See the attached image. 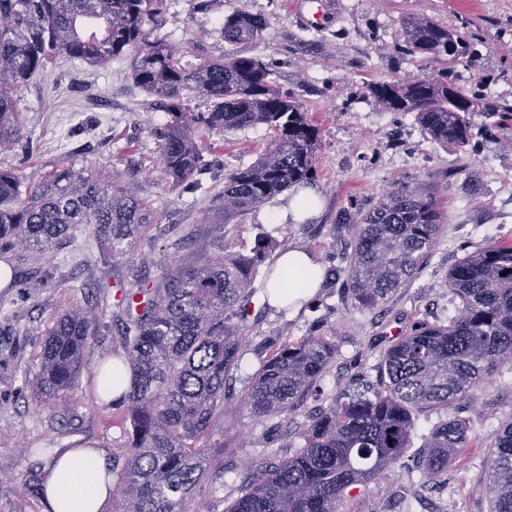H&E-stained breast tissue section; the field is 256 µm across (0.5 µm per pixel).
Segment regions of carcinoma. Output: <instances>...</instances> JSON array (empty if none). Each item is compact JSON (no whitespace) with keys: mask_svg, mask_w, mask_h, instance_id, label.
Masks as SVG:
<instances>
[{"mask_svg":"<svg viewBox=\"0 0 512 512\" xmlns=\"http://www.w3.org/2000/svg\"><path fill=\"white\" fill-rule=\"evenodd\" d=\"M158 0H0V149L23 139L17 108L29 78L51 58L92 66L134 53L133 77L163 100L173 120L157 131L164 171L176 184L201 166L200 128L226 133L258 125L273 134L257 162L224 177L215 202L224 217L247 212L313 178L318 128L297 98L273 86L275 64L257 57L222 56L192 65L187 52L146 28ZM267 20L234 9L224 15V41L262 36ZM400 54L445 64L423 79L372 81L368 93L391 112H413L442 144L468 149L480 135L512 126V102L464 89L452 69L479 50L460 29L407 16ZM206 102L194 111V98ZM479 115L483 121L473 122ZM151 223L144 201L107 175L63 163L43 181L24 184L0 168V254L22 248L49 252L71 225L89 224L112 247V257L135 260L131 243ZM351 255L340 270L357 309H374L419 273L448 224V210L431 194L401 187L367 211H344ZM253 257L177 259L156 285H141L146 304L125 312L128 390L122 408L131 437L122 464H112V512H184L206 478L224 474L213 449L226 445L211 422L224 410L226 380L238 361L248 301L267 288L273 268L259 274ZM507 275H502V272ZM454 314L448 324H419L379 357L376 381L348 389L303 433L301 450L287 458L242 461L246 491L228 512H340L344 497L398 464L410 447L416 414L447 409L473 396L482 379L512 370V241H492L464 257L445 281ZM95 342L94 318L65 313L46 333L33 390L44 397L68 391ZM334 355L322 336L286 341L261 365L238 407L262 420L292 412L318 383ZM468 420L454 416L422 445L421 478L436 483L448 459L467 447ZM482 492L491 512H512V422L490 444Z\"/></svg>","mask_w":512,"mask_h":512,"instance_id":"cac0c4a2","label":"carcinoma"}]
</instances>
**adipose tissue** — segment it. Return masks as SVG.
Masks as SVG:
<instances>
[{
	"mask_svg": "<svg viewBox=\"0 0 512 512\" xmlns=\"http://www.w3.org/2000/svg\"><path fill=\"white\" fill-rule=\"evenodd\" d=\"M273 268L275 275L262 300L275 309L297 306L317 290L324 276L320 263L298 248L280 254ZM43 490L46 512H100L112 497V464L98 450H63Z\"/></svg>",
	"mask_w": 512,
	"mask_h": 512,
	"instance_id": "1",
	"label": "adipose tissue"
}]
</instances>
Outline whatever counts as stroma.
Masks as SVG:
<instances>
[{
	"label": "stroma",
	"instance_id": "1",
	"mask_svg": "<svg viewBox=\"0 0 512 512\" xmlns=\"http://www.w3.org/2000/svg\"><path fill=\"white\" fill-rule=\"evenodd\" d=\"M331 2L326 24L316 30L304 25L292 0H163L150 25L154 37L170 44H195L199 58L277 60L275 88L297 95L319 129L309 186L319 194L321 209L303 224L269 221L268 212L279 203L275 197L227 221L212 206L225 176L269 147L272 135L263 126L199 131L205 162L192 187L168 182L156 131L169 116L159 98L134 81L131 57L103 67L52 59L23 87L18 109L26 139L0 151V167L33 184L64 162L117 172L151 206L153 221L135 239L132 265L114 259L85 224L73 225L49 254L7 255L13 278L0 287V512H44L41 486L53 463L46 449L95 448L111 459L123 456L131 427L111 405L94 399L91 377L104 355L123 350L118 286L137 278L159 281L174 256H248L262 244L271 260L287 244L308 250L329 270L346 264L351 235L339 218L349 204L367 210L387 192L409 186L428 189L448 206V229L417 277L377 309L353 308L339 284L319 289L317 300L296 312L252 302L231 393H244L261 360L286 340L315 334L336 347L320 380V400L259 421L230 402L215 416V431L244 444L248 457L263 459L296 454L304 444V423L332 405L353 379L376 377L379 356L395 333H407L417 322L447 323L444 281L467 253L512 240V138L496 132L464 153L434 141L413 113L387 111L364 92L372 80L434 73L432 63L396 53L402 20L414 15L467 26L482 46L478 68L488 78L487 92L512 100V0ZM236 7L267 18L259 39L224 41L221 23ZM476 181L482 193H472ZM86 307L96 311L95 344L70 389L41 404L32 382L44 336L63 313ZM461 413L469 420L468 446L439 482L419 485L408 457L402 467L350 492L341 512H490L481 485L493 436L512 420V372L484 380ZM243 487L236 460L225 457L223 486L201 482L189 512H224Z\"/></svg>",
	"mask_w": 512,
	"mask_h": 512
}]
</instances>
